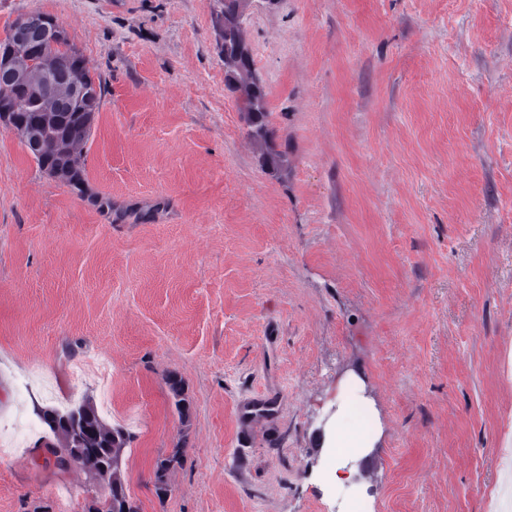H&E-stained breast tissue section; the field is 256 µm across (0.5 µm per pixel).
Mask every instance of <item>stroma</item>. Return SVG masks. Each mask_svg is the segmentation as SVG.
Wrapping results in <instances>:
<instances>
[{
    "mask_svg": "<svg viewBox=\"0 0 512 512\" xmlns=\"http://www.w3.org/2000/svg\"><path fill=\"white\" fill-rule=\"evenodd\" d=\"M245 40L288 169L247 135L213 0H0V40L52 17L105 86L89 194L0 125V417L98 401L136 415L140 512H512V0H248ZM185 382L189 421L167 373ZM358 374L371 448L320 493L313 444ZM183 466L155 470L181 433ZM40 430L0 457V512H85L81 466Z\"/></svg>",
    "mask_w": 512,
    "mask_h": 512,
    "instance_id": "obj_1",
    "label": "stroma"
}]
</instances>
